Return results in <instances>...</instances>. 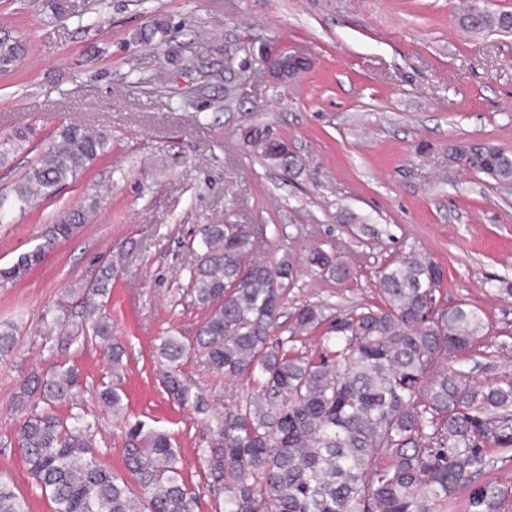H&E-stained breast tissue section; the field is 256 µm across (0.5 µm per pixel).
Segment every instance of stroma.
Here are the masks:
<instances>
[{"label":"stroma","mask_w":512,"mask_h":512,"mask_svg":"<svg viewBox=\"0 0 512 512\" xmlns=\"http://www.w3.org/2000/svg\"><path fill=\"white\" fill-rule=\"evenodd\" d=\"M0 0V21L26 51L0 74V129L36 127L46 138L73 121L112 132V147L58 197L0 224V266L42 241L46 224L102 188L91 223L60 241L21 278L0 282V322L18 328L14 355L0 363V479L30 512H54L30 475L14 430L13 400L53 364L73 368L80 394L60 416H97L94 452L123 473L135 423L167 433L179 448L196 512H224L199 451L214 438L224 405L243 381L209 371L200 351L181 375L204 410L169 395L160 337L193 336L205 317L188 293L189 244L205 224L265 228L260 254L289 257L296 277L279 321L303 304L327 320L380 302L383 267L416 253L442 267L436 304L479 306L489 325L461 365L475 379L512 375V186L464 169L453 144L512 150V35L459 24L469 5L511 11L512 0ZM170 25L160 48L133 42L147 18ZM311 61L278 82L259 64L265 52ZM266 126L297 158L291 172L245 143ZM344 257L347 279L310 264L314 249ZM125 255L104 309L125 355L113 370L95 340L63 348L42 316L65 289L93 282L110 252ZM123 397L103 412L98 390Z\"/></svg>","instance_id":"stroma-1"}]
</instances>
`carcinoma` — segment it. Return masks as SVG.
<instances>
[{
    "instance_id": "carcinoma-1",
    "label": "carcinoma",
    "mask_w": 512,
    "mask_h": 512,
    "mask_svg": "<svg viewBox=\"0 0 512 512\" xmlns=\"http://www.w3.org/2000/svg\"><path fill=\"white\" fill-rule=\"evenodd\" d=\"M471 32L512 34V14L471 5L459 19ZM168 24L152 20L134 41L162 44ZM22 40L0 33V73L12 72ZM34 132L0 133V167L35 150ZM112 142V133L66 123L8 190H0V218L33 208L76 182ZM247 145L268 164L296 166L285 141L267 128L253 129ZM468 170L499 184L512 183V152L468 143L453 148ZM99 208L92 195L46 225L42 242L8 266L0 281H13L59 241L91 222ZM251 224H204L191 248L190 295L206 311L194 340L168 333L157 348L169 366L166 389L185 402L191 389L180 363L192 349L226 378L248 382L245 396L224 406L215 440L200 449L224 512H448V498L471 488L465 512H512V487L479 483L494 467L487 445L512 448V378L475 380L458 367V354L481 342L488 330L478 306L462 302L436 308L442 268L408 253L380 274L382 304L330 322L321 352L286 347L325 320L321 306L295 308L285 332L275 336L296 272L288 258L257 260ZM118 253L99 278L78 290L90 335L99 339L112 369L124 350L112 342V318L101 312L112 275L124 265ZM312 266L339 279L346 265L327 252H311ZM16 347L15 327L0 323V361ZM79 392L76 373L59 366L33 376L16 396L22 412L15 430L32 477L55 504L54 512H195L197 498L183 478L178 449L161 431L129 428L124 448L127 479L95 457L94 423L81 414L62 419L54 405ZM103 405L118 413L121 395L106 387ZM0 512H28L12 486L0 481Z\"/></svg>"
}]
</instances>
